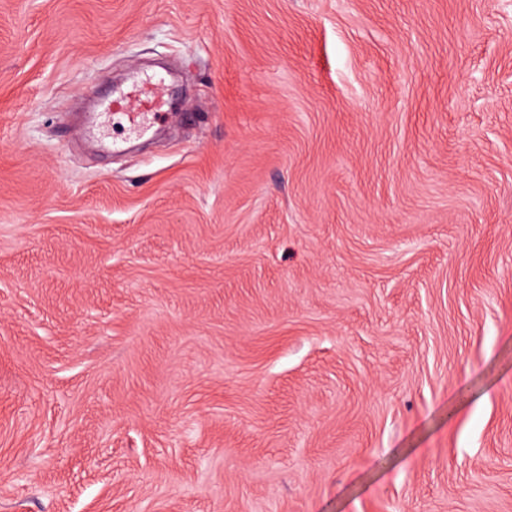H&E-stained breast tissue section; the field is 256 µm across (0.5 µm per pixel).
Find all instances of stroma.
Returning <instances> with one entry per match:
<instances>
[{"mask_svg":"<svg viewBox=\"0 0 512 512\" xmlns=\"http://www.w3.org/2000/svg\"><path fill=\"white\" fill-rule=\"evenodd\" d=\"M0 512H512V0H0ZM162 78L157 81L145 84H132L125 92H122L118 97L112 98L106 105V108L114 111L128 112V106L133 101L138 104V111L129 113L131 126L134 129L141 127V118L150 113L154 119H157L160 110L165 106V101L161 95ZM150 111V112H149ZM142 112V113H139Z\"/></svg>","mask_w":512,"mask_h":512,"instance_id":"stroma-1","label":"stroma"}]
</instances>
